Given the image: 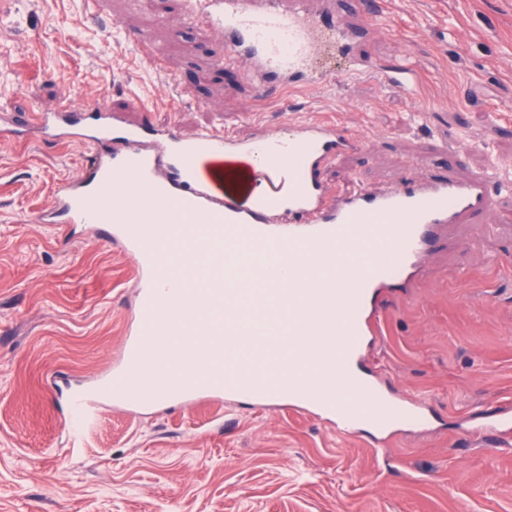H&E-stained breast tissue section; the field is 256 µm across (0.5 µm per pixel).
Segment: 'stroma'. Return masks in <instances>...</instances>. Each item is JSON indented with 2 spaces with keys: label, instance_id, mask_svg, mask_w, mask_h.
<instances>
[{
  "label": "stroma",
  "instance_id": "35a3bbf8",
  "mask_svg": "<svg viewBox=\"0 0 512 512\" xmlns=\"http://www.w3.org/2000/svg\"><path fill=\"white\" fill-rule=\"evenodd\" d=\"M335 82L290 99L254 92L247 57L185 0H0V118L96 100L152 129L272 138L330 118L358 142L321 177L370 191L444 173L512 178V0H379ZM409 62L420 100L352 57ZM91 146L33 129L0 134V512H512V438L485 432L512 407V190L449 225L412 292L385 291L366 360L430 432L384 448L335 421L219 400L99 407L70 433L57 376L90 385L117 364L137 300L134 257L103 227L45 222Z\"/></svg>",
  "mask_w": 512,
  "mask_h": 512
}]
</instances>
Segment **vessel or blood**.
Listing matches in <instances>:
<instances>
[{
	"instance_id": "1",
	"label": "vessel or blood",
	"mask_w": 512,
	"mask_h": 512,
	"mask_svg": "<svg viewBox=\"0 0 512 512\" xmlns=\"http://www.w3.org/2000/svg\"><path fill=\"white\" fill-rule=\"evenodd\" d=\"M190 9L224 31V53L252 58L251 80L258 95L270 88L316 89L330 82L312 60L333 49L350 53L356 27L332 6L311 12L307 0H189ZM352 74H373L408 94L417 73L407 64L381 67L356 59ZM50 136L77 135L88 144H111L93 157L91 175L68 182L55 212L76 224H103L137 259L140 299L135 328L123 342L119 365L94 386L67 391L69 423L79 422L103 403L136 407L225 396L270 404L336 421L343 436L366 434L383 448L407 429L432 430L434 421L417 399L390 395L361 361L369 340L380 335L377 295L388 288H411L424 257L444 225L455 224L494 203L493 183L483 175L460 180L431 174L368 192L353 189L330 195L319 177L358 143L334 122L305 121L285 139L255 128L243 138L230 130H209L184 138L166 131L164 148L148 145L145 134L125 124L103 103H67L30 119ZM172 256L191 253L223 262L228 244L275 262L273 267L315 268L361 248L362 258L344 268V288L315 287L307 276L301 298L279 288H242L233 266L210 271V289L196 300L193 289L174 287ZM166 305L189 309L204 319L209 308L237 314L240 323H278L290 310L293 330L315 337L307 359L318 365L316 383L292 367L271 360L242 358L234 368H211L223 355V337L208 338L188 352L173 339L182 335L181 316L162 315ZM345 355L334 358L336 347Z\"/></svg>"
}]
</instances>
